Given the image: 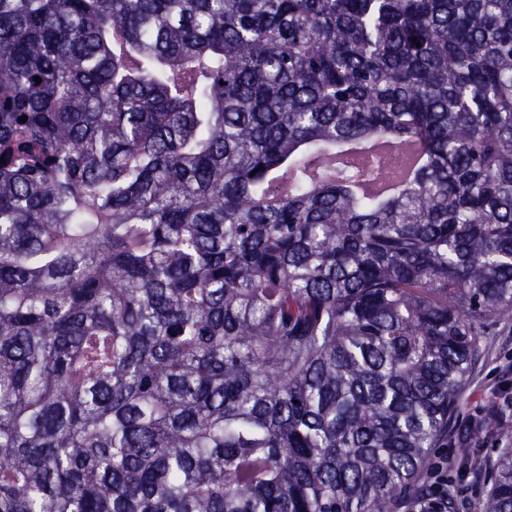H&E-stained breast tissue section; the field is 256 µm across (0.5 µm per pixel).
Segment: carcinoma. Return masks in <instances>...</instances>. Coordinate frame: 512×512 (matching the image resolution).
<instances>
[{"label": "carcinoma", "instance_id": "obj_1", "mask_svg": "<svg viewBox=\"0 0 512 512\" xmlns=\"http://www.w3.org/2000/svg\"><path fill=\"white\" fill-rule=\"evenodd\" d=\"M496 322L512 0H0V512H460ZM512 358V323H497L492 327L490 336H483L481 356L470 373L466 386L460 397V409L453 428L448 432L447 448H435L426 465L430 475L431 466L440 457L449 456L451 467L448 479L462 490L465 499L473 503L478 499L482 487V476L485 469L496 459L498 448H504L497 441L496 435L479 426V419L485 405L496 401L503 406L505 397H512V375L504 376L501 369ZM508 378L509 385L503 380ZM467 441L475 448V455L467 469H458L457 448L461 441ZM447 461L435 464L433 477L437 492L448 488Z\"/></svg>", "mask_w": 512, "mask_h": 512}]
</instances>
